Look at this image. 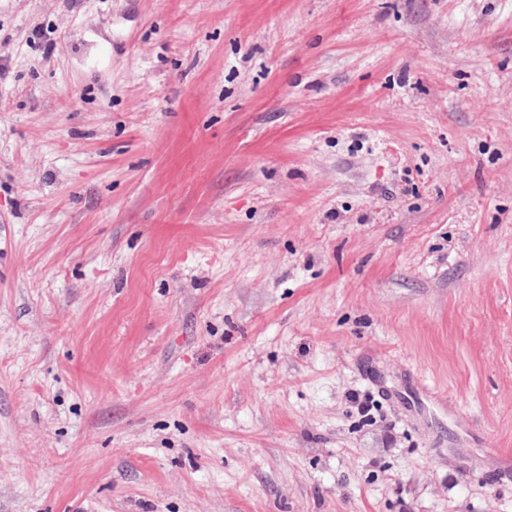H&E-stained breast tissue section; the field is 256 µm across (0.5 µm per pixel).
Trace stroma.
Listing matches in <instances>:
<instances>
[{"mask_svg":"<svg viewBox=\"0 0 512 512\" xmlns=\"http://www.w3.org/2000/svg\"><path fill=\"white\" fill-rule=\"evenodd\" d=\"M0 512H512V0H0Z\"/></svg>","mask_w":512,"mask_h":512,"instance_id":"35a3bbf8","label":"stroma"}]
</instances>
